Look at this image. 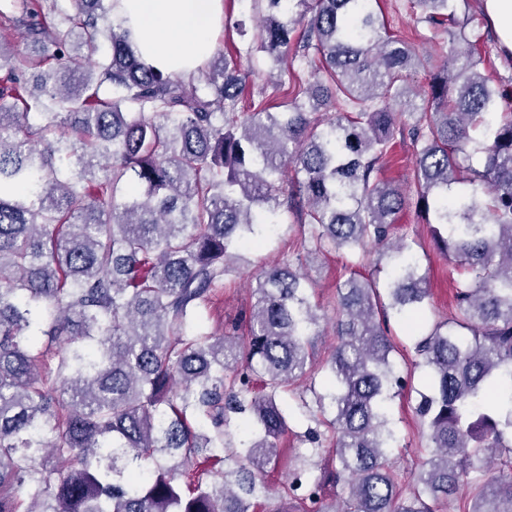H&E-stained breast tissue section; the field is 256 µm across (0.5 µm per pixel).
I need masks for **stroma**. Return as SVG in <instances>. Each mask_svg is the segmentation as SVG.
Returning <instances> with one entry per match:
<instances>
[{
  "instance_id": "1",
  "label": "stroma",
  "mask_w": 512,
  "mask_h": 512,
  "mask_svg": "<svg viewBox=\"0 0 512 512\" xmlns=\"http://www.w3.org/2000/svg\"><path fill=\"white\" fill-rule=\"evenodd\" d=\"M379 7L387 18L392 30L412 38L420 52H427L434 31L422 20L421 8H410L407 0H378ZM460 14H469L482 23L481 32L486 39L477 47L483 58L482 73L488 78L490 86L512 87V59L505 57L497 48L491 37L490 26L484 21L481 0H464L459 6ZM254 10L251 0H226L224 4V26L214 37L213 58L234 54L236 47L242 46L243 40L235 30L237 21H252ZM397 234L413 240L414 251L420 261L422 271L428 277L430 296L424 308V319L434 323L448 316L451 310L453 286L448 276L450 262L433 245L430 228L425 224L415 207H407L397 219ZM301 236V228L296 217L287 211H280L278 224L274 233L256 248L240 251L231 272L225 275L224 284L213 297L211 303L201 311L203 331L220 334L225 324L239 319L245 311L253 306L251 283L260 271L270 265L282 262L288 257V248ZM356 266L357 270L369 277L377 276L379 269L385 268L386 262L377 251L368 250L358 254L347 250H332L321 256L309 270L314 283V302L318 303V313L325 331L315 345L314 362L322 364L330 354L334 336L329 326L335 315L334 289L343 279L346 266ZM396 339L405 347L402 356L396 357L395 365L400 373L410 375L411 386L401 396L388 404V412L394 423L397 442L391 450V456L398 468L407 471L414 468L422 459L429 457L430 444L418 425L415 412L416 398L419 390L424 389L426 375L423 368L417 367V356L413 350V339L407 336L402 326H394ZM289 426L293 431L289 438V448L283 451L279 465L269 471L267 480L270 491L257 504V512H275L281 501L286 481L288 466L292 462V451L300 447L299 437L307 429L309 421L302 414L296 402H289Z\"/></svg>"
}]
</instances>
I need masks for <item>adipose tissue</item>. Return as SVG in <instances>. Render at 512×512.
I'll return each mask as SVG.
<instances>
[{"mask_svg":"<svg viewBox=\"0 0 512 512\" xmlns=\"http://www.w3.org/2000/svg\"><path fill=\"white\" fill-rule=\"evenodd\" d=\"M111 18L146 66L188 78L213 50L224 0H112Z\"/></svg>","mask_w":512,"mask_h":512,"instance_id":"adipose-tissue-1","label":"adipose tissue"}]
</instances>
